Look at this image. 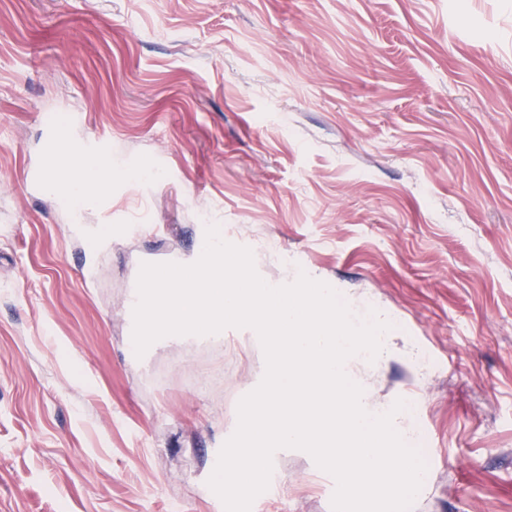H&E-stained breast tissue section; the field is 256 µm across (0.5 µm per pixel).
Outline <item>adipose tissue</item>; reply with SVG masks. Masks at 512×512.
I'll return each instance as SVG.
<instances>
[{
	"instance_id": "ef3b65f1",
	"label": "adipose tissue",
	"mask_w": 512,
	"mask_h": 512,
	"mask_svg": "<svg viewBox=\"0 0 512 512\" xmlns=\"http://www.w3.org/2000/svg\"><path fill=\"white\" fill-rule=\"evenodd\" d=\"M134 175V170L126 171L85 156L65 140L51 152L48 161L52 192L85 208L109 203L113 183L130 181Z\"/></svg>"
}]
</instances>
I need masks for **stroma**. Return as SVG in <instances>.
<instances>
[{"label": "stroma", "mask_w": 512, "mask_h": 512, "mask_svg": "<svg viewBox=\"0 0 512 512\" xmlns=\"http://www.w3.org/2000/svg\"><path fill=\"white\" fill-rule=\"evenodd\" d=\"M59 115L154 178L63 203ZM210 224L395 317L356 373L415 401L411 512H512V0H0V512H215L262 353L128 346L141 263ZM273 476L251 512H332L308 453Z\"/></svg>", "instance_id": "obj_1"}]
</instances>
